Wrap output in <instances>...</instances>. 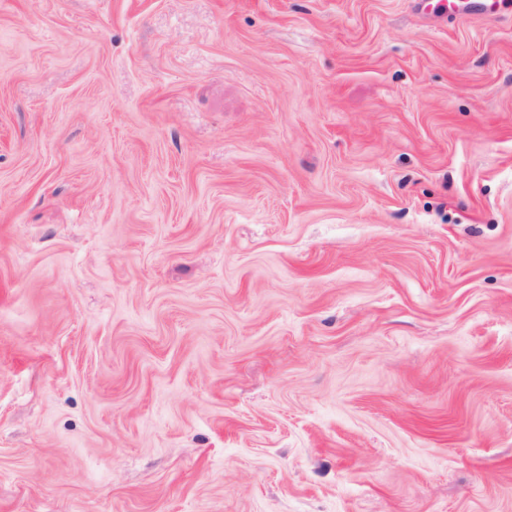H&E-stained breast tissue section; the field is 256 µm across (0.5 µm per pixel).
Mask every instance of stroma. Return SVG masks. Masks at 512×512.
Returning a JSON list of instances; mask_svg holds the SVG:
<instances>
[{"instance_id":"obj_1","label":"stroma","mask_w":512,"mask_h":512,"mask_svg":"<svg viewBox=\"0 0 512 512\" xmlns=\"http://www.w3.org/2000/svg\"><path fill=\"white\" fill-rule=\"evenodd\" d=\"M0 512H512V20L0 0Z\"/></svg>"}]
</instances>
